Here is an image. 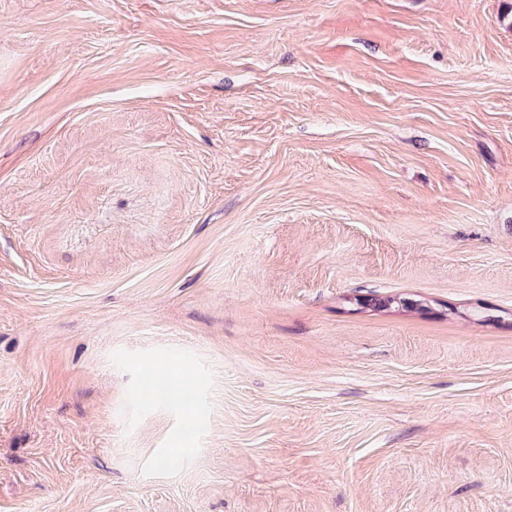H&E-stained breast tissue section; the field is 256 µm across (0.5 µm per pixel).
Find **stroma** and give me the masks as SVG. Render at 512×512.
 Returning a JSON list of instances; mask_svg holds the SVG:
<instances>
[{"mask_svg": "<svg viewBox=\"0 0 512 512\" xmlns=\"http://www.w3.org/2000/svg\"><path fill=\"white\" fill-rule=\"evenodd\" d=\"M0 512H512V0H0Z\"/></svg>", "mask_w": 512, "mask_h": 512, "instance_id": "obj_1", "label": "stroma"}]
</instances>
